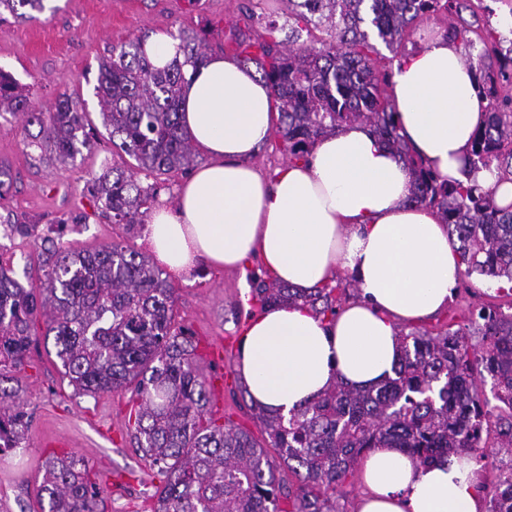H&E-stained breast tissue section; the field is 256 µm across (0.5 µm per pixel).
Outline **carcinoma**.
<instances>
[{
    "label": "carcinoma",
    "instance_id": "obj_1",
    "mask_svg": "<svg viewBox=\"0 0 512 512\" xmlns=\"http://www.w3.org/2000/svg\"><path fill=\"white\" fill-rule=\"evenodd\" d=\"M472 2L288 0V27L265 22L257 38L237 43L236 55L256 63L270 84L278 109L274 134L291 160H308L318 138L346 124L370 127L414 171L406 202L435 209L458 242L461 275L512 282V203L499 204L494 191L471 179L493 169L499 180L512 181V44L502 47L501 37L479 24ZM44 9L43 0H0V21L7 15L34 21ZM440 12L449 41L470 50L481 45L465 61L489 102L463 181L440 179L410 152L387 94L392 72L378 70L371 58L376 43L391 49L418 20ZM312 28L328 38L303 42ZM178 39L183 59L163 67L146 55L142 37L112 47L94 87L112 147L138 169L171 177L195 166L179 121L180 90L184 66L208 55L198 34L182 31ZM6 114L22 117L25 139L41 161L65 166L98 139L79 98L64 93L39 111L0 69V117ZM90 183L92 198L102 203L99 216L114 224L144 223L157 195L116 166L91 175ZM41 258L43 279L26 286L0 264V452L21 447L28 431L16 390L5 383L24 364L42 316L77 393L134 387L132 435L161 477L154 512H344L337 489L373 448H398L422 465L459 454L477 462L494 450L512 454V314L496 306L472 313L479 344L469 342L467 328L402 335L394 377L376 389L337 384L288 419L253 409L262 426L258 439L208 411L211 391L195 365L197 343L175 326V288L149 256L117 242L77 251L46 238ZM342 285L337 277L300 290L259 279L252 294L262 309L300 304L333 319L334 292ZM488 377L495 405L482 389ZM283 465L296 483L277 477ZM103 492L85 461L67 454L45 461L37 498L40 512H103Z\"/></svg>",
    "mask_w": 512,
    "mask_h": 512
}]
</instances>
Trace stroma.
<instances>
[{
	"label": "stroma",
	"mask_w": 512,
	"mask_h": 512,
	"mask_svg": "<svg viewBox=\"0 0 512 512\" xmlns=\"http://www.w3.org/2000/svg\"><path fill=\"white\" fill-rule=\"evenodd\" d=\"M45 6L37 20L0 22V69L13 74L37 108H51L66 92L80 97L95 122L100 107L94 87L107 48L145 34L187 30L204 37L212 52L228 56L238 35L261 33V20L282 24L288 18L287 0H46ZM445 27L440 15L421 21L400 44L382 49L378 67L393 69ZM35 154L25 144L21 119H0V263L20 282L41 278L40 245L47 237L74 249L117 241L145 251V228L130 230L101 218L88 192L92 173L106 165L131 167L133 159L113 151L104 136L91 154L66 166L39 162ZM79 212L86 213L85 223H68V216ZM262 273L254 260L245 273L201 266L175 280L177 324L198 339L224 337L226 362L235 364L251 305L249 278ZM476 301L512 313V295L487 289L485 278L474 277L418 328L437 332L452 321L465 324L467 309ZM36 331L24 365L13 374L29 429L21 449L0 453V512H39L43 465L61 451L45 446L48 436L64 438L66 450L83 458L91 474L119 477L103 498L105 512H154L157 469L143 458L128 426L136 395L129 390L76 394L53 338L44 334V322H37Z\"/></svg>",
	"instance_id": "1"
}]
</instances>
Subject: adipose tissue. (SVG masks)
<instances>
[{
  "instance_id": "adipose-tissue-1",
  "label": "adipose tissue",
  "mask_w": 512,
  "mask_h": 512,
  "mask_svg": "<svg viewBox=\"0 0 512 512\" xmlns=\"http://www.w3.org/2000/svg\"><path fill=\"white\" fill-rule=\"evenodd\" d=\"M392 101L410 150L444 179H462L487 102L460 49L443 37L396 63ZM276 115L270 85L232 57L185 69L180 120L207 157L176 199L155 206L146 245L172 274L198 262L265 271L295 288L352 275L357 298L324 321L278 305L251 315L237 368L255 407L290 416L340 384L380 386L401 354L402 324L430 317L454 295L462 267L435 210L406 205L414 180L371 131L349 124L319 138L309 155L262 176L249 163ZM357 512H481L467 455L427 465L377 448L360 465Z\"/></svg>"
}]
</instances>
